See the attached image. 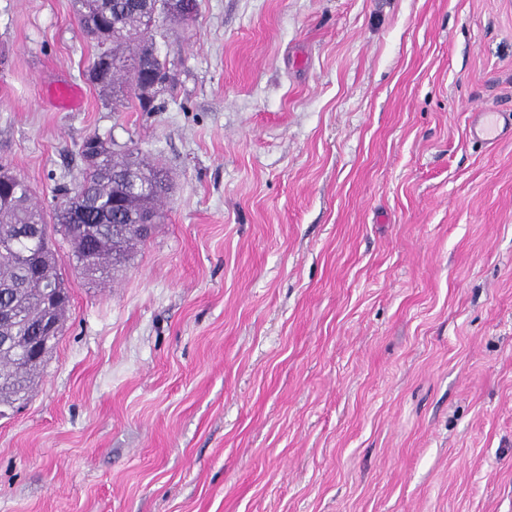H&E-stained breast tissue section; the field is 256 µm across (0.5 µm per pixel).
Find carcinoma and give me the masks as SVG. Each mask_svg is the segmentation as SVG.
Here are the masks:
<instances>
[{
    "instance_id": "carcinoma-1",
    "label": "carcinoma",
    "mask_w": 512,
    "mask_h": 512,
    "mask_svg": "<svg viewBox=\"0 0 512 512\" xmlns=\"http://www.w3.org/2000/svg\"><path fill=\"white\" fill-rule=\"evenodd\" d=\"M197 0H74V16L86 36L104 47L88 69L91 82L109 86L116 100L144 97L171 84L166 63L154 49L156 18L165 14L189 20ZM82 181L61 190L53 223L34 203L30 184L0 168V408H14L32 393V375L40 362L25 357L22 341L36 338L50 351L59 336L42 331L47 286L64 292L55 308L63 330L69 306L68 271L89 263L103 276L116 270L144 241L137 224L159 216L166 193L163 170L130 149L112 151L87 139ZM70 247L58 254L56 236Z\"/></svg>"
}]
</instances>
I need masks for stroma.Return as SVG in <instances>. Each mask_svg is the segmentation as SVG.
I'll use <instances>...</instances> for the list:
<instances>
[{
  "label": "stroma",
  "mask_w": 512,
  "mask_h": 512,
  "mask_svg": "<svg viewBox=\"0 0 512 512\" xmlns=\"http://www.w3.org/2000/svg\"><path fill=\"white\" fill-rule=\"evenodd\" d=\"M72 0H0V163L53 211L91 136L165 217L71 278L0 512H512V0H198L116 106ZM78 87L59 110L56 81ZM488 117L491 118L487 119ZM470 134L486 141L510 139L512 136V113L476 112L472 119Z\"/></svg>",
  "instance_id": "35a3bbf8"
}]
</instances>
